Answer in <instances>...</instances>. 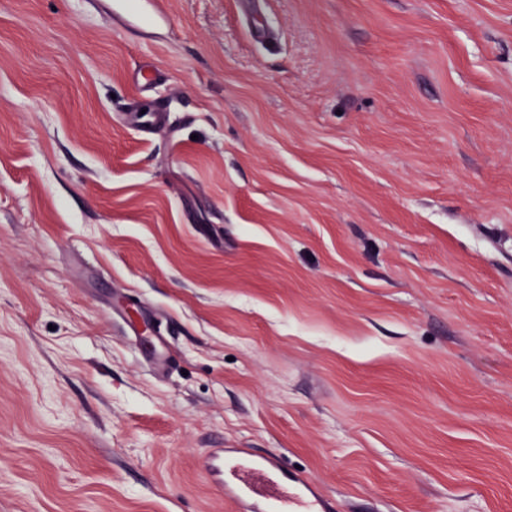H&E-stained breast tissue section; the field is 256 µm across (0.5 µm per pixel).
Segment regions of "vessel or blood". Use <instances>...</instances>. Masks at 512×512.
I'll use <instances>...</instances> for the list:
<instances>
[{"mask_svg":"<svg viewBox=\"0 0 512 512\" xmlns=\"http://www.w3.org/2000/svg\"><path fill=\"white\" fill-rule=\"evenodd\" d=\"M205 472L236 512H337L307 474L286 468L280 456L249 448H214Z\"/></svg>","mask_w":512,"mask_h":512,"instance_id":"obj_1","label":"vessel or blood"}]
</instances>
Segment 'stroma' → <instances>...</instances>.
<instances>
[{"instance_id": "35a3bbf8", "label": "stroma", "mask_w": 512, "mask_h": 512, "mask_svg": "<svg viewBox=\"0 0 512 512\" xmlns=\"http://www.w3.org/2000/svg\"><path fill=\"white\" fill-rule=\"evenodd\" d=\"M213 448L512 512V0H0V512H234Z\"/></svg>"}]
</instances>
